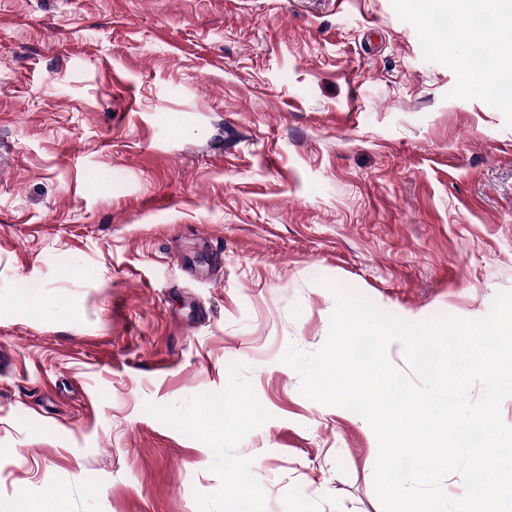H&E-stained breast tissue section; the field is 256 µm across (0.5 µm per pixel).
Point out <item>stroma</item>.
<instances>
[{
  "mask_svg": "<svg viewBox=\"0 0 512 512\" xmlns=\"http://www.w3.org/2000/svg\"><path fill=\"white\" fill-rule=\"evenodd\" d=\"M403 0H0V499L382 512L368 422L282 357L334 287L512 292V101ZM261 406L242 414L240 401Z\"/></svg>",
  "mask_w": 512,
  "mask_h": 512,
  "instance_id": "stroma-1",
  "label": "stroma"
}]
</instances>
